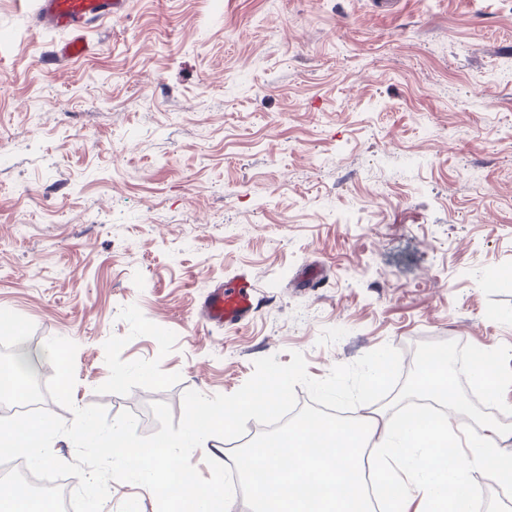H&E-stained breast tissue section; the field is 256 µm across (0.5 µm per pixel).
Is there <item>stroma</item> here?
Masks as SVG:
<instances>
[{
  "label": "stroma",
  "instance_id": "1",
  "mask_svg": "<svg viewBox=\"0 0 512 512\" xmlns=\"http://www.w3.org/2000/svg\"><path fill=\"white\" fill-rule=\"evenodd\" d=\"M52 68L0 0V337L74 341L77 407L181 418L255 360L512 347V0H130ZM258 309L210 326V282ZM103 512H157L113 481ZM256 283L251 273L240 270L210 286L200 304L203 318L217 327L241 325L255 309Z\"/></svg>",
  "mask_w": 512,
  "mask_h": 512
}]
</instances>
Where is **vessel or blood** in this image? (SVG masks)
<instances>
[{
    "label": "vessel or blood",
    "mask_w": 512,
    "mask_h": 512,
    "mask_svg": "<svg viewBox=\"0 0 512 512\" xmlns=\"http://www.w3.org/2000/svg\"><path fill=\"white\" fill-rule=\"evenodd\" d=\"M128 0H33L32 20L36 29L60 31L64 40L53 45L47 58L58 65L91 54L86 34L113 18L124 16ZM256 283L245 270L210 286L200 304L203 318L217 327L246 322L255 309Z\"/></svg>",
    "instance_id": "1"
}]
</instances>
